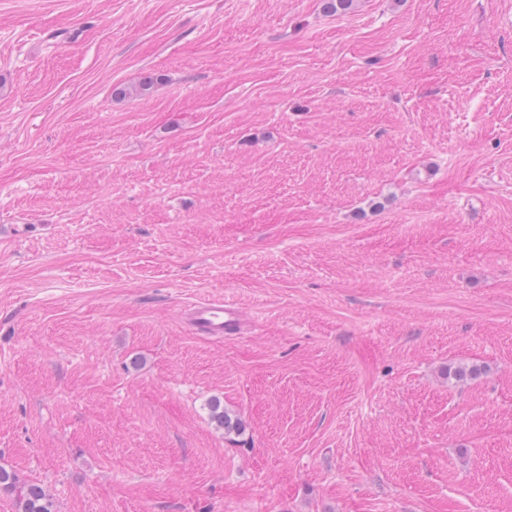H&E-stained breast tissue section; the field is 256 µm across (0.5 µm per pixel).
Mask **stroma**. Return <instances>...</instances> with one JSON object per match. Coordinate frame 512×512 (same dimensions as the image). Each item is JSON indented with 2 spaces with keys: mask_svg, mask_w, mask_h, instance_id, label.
<instances>
[{
  "mask_svg": "<svg viewBox=\"0 0 512 512\" xmlns=\"http://www.w3.org/2000/svg\"><path fill=\"white\" fill-rule=\"evenodd\" d=\"M0 467V512H512V0H0ZM243 321L242 311L223 300H207L195 303L190 309V330L199 336L212 339L224 338V334L237 331ZM208 410L211 420L215 423L217 428L224 429V434L230 436L238 434L242 428L241 421L228 410H224L219 399H211L208 403ZM20 501L21 512H51L46 494L38 485H28Z\"/></svg>",
  "mask_w": 512,
  "mask_h": 512,
  "instance_id": "35a3bbf8",
  "label": "stroma"
}]
</instances>
